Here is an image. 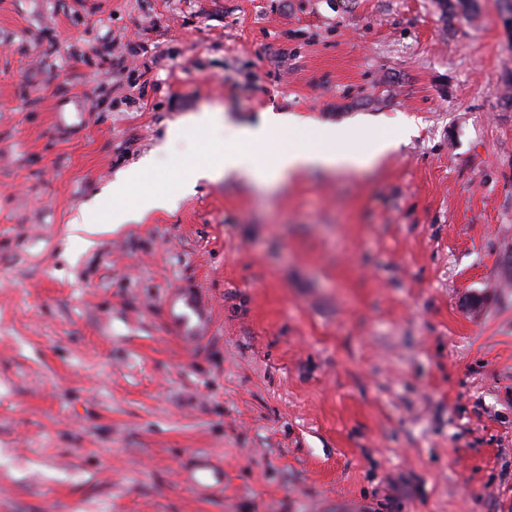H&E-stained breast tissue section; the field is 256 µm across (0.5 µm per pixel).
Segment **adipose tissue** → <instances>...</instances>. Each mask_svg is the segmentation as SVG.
Here are the masks:
<instances>
[{
	"mask_svg": "<svg viewBox=\"0 0 512 512\" xmlns=\"http://www.w3.org/2000/svg\"><path fill=\"white\" fill-rule=\"evenodd\" d=\"M192 124L205 140L216 127H223L226 145L218 161L194 163L190 176L179 181L173 191L143 185L142 174L156 165V158L131 165L121 171L108 188L107 194L112 200L110 209L88 207L72 219L70 229L74 237L140 220L157 209L172 208L181 195L190 193L201 180L246 177L252 182L270 185L308 169L336 173L366 171L397 149L413 132L409 124L388 134L375 124L342 128L273 111L265 112L255 126H222L214 113L207 111L194 117ZM356 135L369 141L367 150L349 146V138ZM272 146L276 147L277 154L274 165L269 167L263 163L262 155Z\"/></svg>",
	"mask_w": 512,
	"mask_h": 512,
	"instance_id": "obj_1",
	"label": "adipose tissue"
}]
</instances>
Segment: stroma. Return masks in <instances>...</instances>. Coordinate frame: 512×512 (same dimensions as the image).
I'll list each match as a JSON object with an SVG mask.
<instances>
[{"instance_id": "obj_1", "label": "stroma", "mask_w": 512, "mask_h": 512, "mask_svg": "<svg viewBox=\"0 0 512 512\" xmlns=\"http://www.w3.org/2000/svg\"><path fill=\"white\" fill-rule=\"evenodd\" d=\"M206 109L415 132L72 238ZM511 262L498 0H0V512H512ZM436 2L447 22H451L459 14H474L478 4L477 0H438ZM170 321L177 329L181 342L193 346L197 344L212 321L209 305L196 292L180 290L174 293L167 303Z\"/></svg>"}]
</instances>
